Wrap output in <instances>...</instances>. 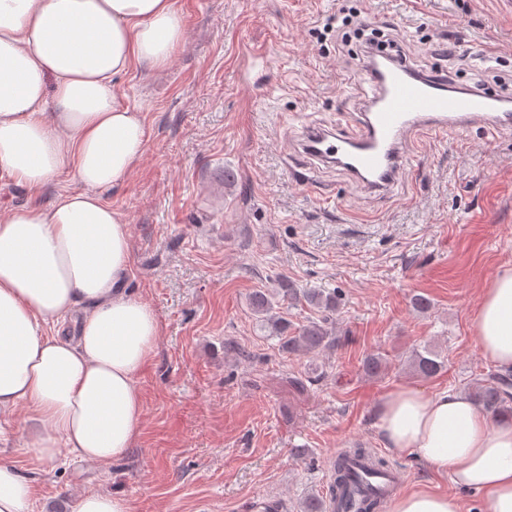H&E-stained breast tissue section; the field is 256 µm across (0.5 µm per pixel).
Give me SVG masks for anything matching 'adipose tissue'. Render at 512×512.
<instances>
[{
	"label": "adipose tissue",
	"mask_w": 512,
	"mask_h": 512,
	"mask_svg": "<svg viewBox=\"0 0 512 512\" xmlns=\"http://www.w3.org/2000/svg\"><path fill=\"white\" fill-rule=\"evenodd\" d=\"M184 38L175 0H0V180L31 191L72 167L80 190L0 217V414L24 408L44 432L39 463L124 458L140 433L137 373L160 334L128 293L129 235L104 195L142 160L140 112L116 77L163 68ZM477 344L512 371V268L484 288ZM385 446L416 455L487 512H512V414L489 416L467 394L400 384L377 408ZM32 483L0 465V512H30ZM391 512H460L456 497L400 491Z\"/></svg>",
	"instance_id": "obj_1"
}]
</instances>
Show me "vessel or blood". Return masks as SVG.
I'll return each instance as SVG.
<instances>
[{
	"mask_svg": "<svg viewBox=\"0 0 512 512\" xmlns=\"http://www.w3.org/2000/svg\"><path fill=\"white\" fill-rule=\"evenodd\" d=\"M364 71L376 93L361 118L357 136L344 137L324 128L301 133L298 144L312 158L343 160V168L371 190L394 186L407 165L403 147L414 134H439L477 124L487 130L512 127L504 98L476 90L450 91L433 75L415 74L392 63L387 72Z\"/></svg>",
	"mask_w": 512,
	"mask_h": 512,
	"instance_id": "vessel-or-blood-1",
	"label": "vessel or blood"
}]
</instances>
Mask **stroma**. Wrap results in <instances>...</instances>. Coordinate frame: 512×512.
Instances as JSON below:
<instances>
[{
  "label": "stroma",
  "instance_id": "obj_1",
  "mask_svg": "<svg viewBox=\"0 0 512 512\" xmlns=\"http://www.w3.org/2000/svg\"><path fill=\"white\" fill-rule=\"evenodd\" d=\"M184 40L163 69L134 65L115 81L141 112L142 161L107 196L131 244L127 289L161 326L136 376L141 431L104 466L68 449L40 473L39 430L19 409L0 416V464L35 474L32 512L70 507L84 492L127 498L133 512H300L322 495L337 449L363 445L390 460L405 488L426 486L484 512L409 454L385 448L376 407L395 386L467 390L491 370L476 346L480 294L512 267V130L480 126L412 136L397 187L380 195L296 145L305 124L360 131L373 88L361 61L342 67L323 27L357 8L395 28L403 46L461 45L512 71V0H177ZM72 173L40 192L0 180V217L79 190ZM336 294L335 312L280 304L293 326L328 321L324 351L285 355L249 306L281 280ZM430 299L428 311L413 299ZM432 350L444 370L411 361ZM386 361L376 377L363 361ZM424 353L415 351L412 358L414 368L425 377H434L441 373L445 367L441 357L430 350H425Z\"/></svg>",
  "mask_w": 512,
  "mask_h": 512
}]
</instances>
